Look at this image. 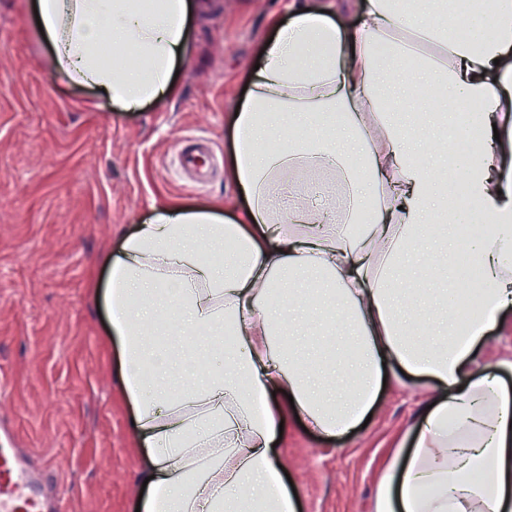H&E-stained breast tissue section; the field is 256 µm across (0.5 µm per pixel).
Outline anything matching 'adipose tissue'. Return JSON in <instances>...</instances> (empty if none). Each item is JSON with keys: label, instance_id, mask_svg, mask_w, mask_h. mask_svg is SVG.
<instances>
[{"label": "adipose tissue", "instance_id": "1", "mask_svg": "<svg viewBox=\"0 0 512 512\" xmlns=\"http://www.w3.org/2000/svg\"><path fill=\"white\" fill-rule=\"evenodd\" d=\"M57 71L132 112L174 95L173 71L189 42L190 0H36ZM350 0L297 9L279 25L234 117L229 174L248 202L234 217L217 207H155L111 262L105 298L119 346L124 398L152 458L140 512H293L282 481L290 415L335 436L372 410L384 379L434 382L410 453L395 452L377 512H512V395L477 364L498 317L512 310V0H486L465 17L467 38L441 21L447 0H363L359 20L337 25ZM123 46L103 56L101 39ZM473 103L472 149L435 168L432 140L409 132L390 100ZM285 125L287 143H266ZM506 130L495 138V130ZM316 172L323 194L284 196L277 182ZM462 175L466 204L448 191ZM470 207L483 231L469 245L484 291L454 302L456 280L421 290L440 318L418 331L407 305L408 259L445 241L444 226ZM437 210L439 225L422 218ZM323 313L342 324L328 361L304 357L299 326ZM182 329L169 351L158 320ZM210 337L223 367L201 372L192 339ZM263 397V412L254 409ZM480 467L483 478L473 481Z\"/></svg>", "mask_w": 512, "mask_h": 512}]
</instances>
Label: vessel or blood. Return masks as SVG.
Listing matches in <instances>:
<instances>
[{"mask_svg": "<svg viewBox=\"0 0 512 512\" xmlns=\"http://www.w3.org/2000/svg\"><path fill=\"white\" fill-rule=\"evenodd\" d=\"M51 464L34 470L13 448L0 447V512H61L63 488Z\"/></svg>", "mask_w": 512, "mask_h": 512, "instance_id": "b4317fda", "label": "vessel or blood"}]
</instances>
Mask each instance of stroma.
Wrapping results in <instances>:
<instances>
[{
  "label": "stroma",
  "instance_id": "stroma-1",
  "mask_svg": "<svg viewBox=\"0 0 512 512\" xmlns=\"http://www.w3.org/2000/svg\"><path fill=\"white\" fill-rule=\"evenodd\" d=\"M33 0H0V427L33 461L49 459L65 512H135L151 459L117 378L119 351L100 294L109 259L154 205L244 204L229 178L233 117L248 75L294 0H197L177 94L122 111L56 77ZM214 149L204 189L180 178L176 151ZM512 310L479 361L512 390ZM432 386L388 380L366 427L328 438L292 423L282 451L297 512H376L394 449L411 448Z\"/></svg>",
  "mask_w": 512,
  "mask_h": 512
}]
</instances>
